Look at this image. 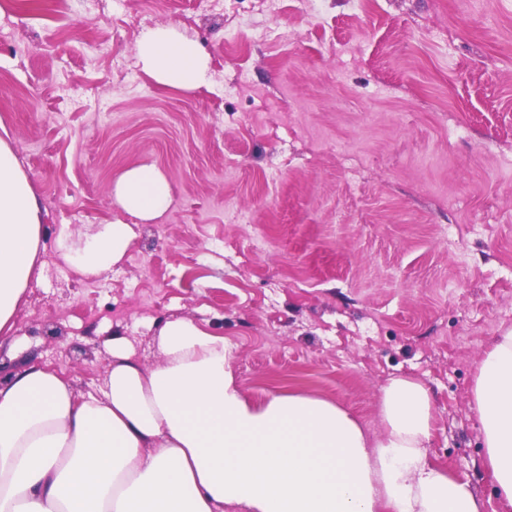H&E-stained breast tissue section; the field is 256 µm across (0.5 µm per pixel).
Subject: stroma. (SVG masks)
<instances>
[{"label":"stroma","mask_w":512,"mask_h":512,"mask_svg":"<svg viewBox=\"0 0 512 512\" xmlns=\"http://www.w3.org/2000/svg\"><path fill=\"white\" fill-rule=\"evenodd\" d=\"M251 45L238 0L0 6V139L41 206L42 268L0 339V382L32 364L98 393L112 341L148 368L166 321L223 336L244 394L301 390L381 436L394 376L428 389L431 462L505 512L483 464L475 364L512 330V0H320ZM177 26L211 82L157 85L141 33ZM106 39L111 52L93 51ZM153 163L173 204L96 276L65 263L120 218L112 184Z\"/></svg>","instance_id":"stroma-1"}]
</instances>
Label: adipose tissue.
Returning <instances> with one entry per match:
<instances>
[{
  "label": "adipose tissue",
  "mask_w": 512,
  "mask_h": 512,
  "mask_svg": "<svg viewBox=\"0 0 512 512\" xmlns=\"http://www.w3.org/2000/svg\"><path fill=\"white\" fill-rule=\"evenodd\" d=\"M158 85L209 82L199 43L176 26L146 29L137 46ZM130 215L100 225L62 258L85 275L112 269L172 204L151 163L112 186ZM40 206L11 146L0 140V335L37 271ZM161 362L143 367L112 343L102 395L77 397L53 369L32 365L0 383V512H481L467 483L432 466L428 389L408 376L381 389L384 432L370 438L336 403L302 393L247 400L221 335L189 318L165 323ZM472 408L484 464L512 507V331L477 361Z\"/></svg>",
  "instance_id": "1"
}]
</instances>
